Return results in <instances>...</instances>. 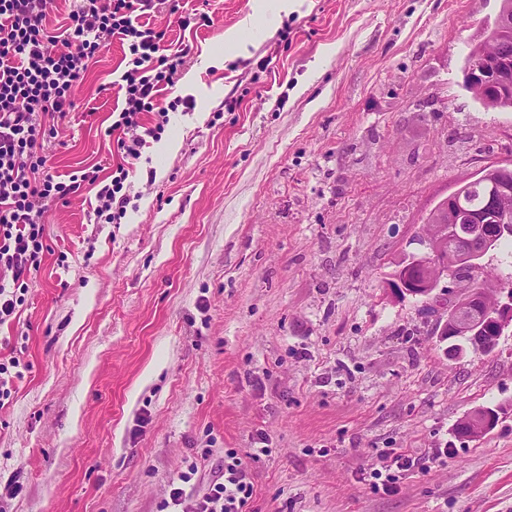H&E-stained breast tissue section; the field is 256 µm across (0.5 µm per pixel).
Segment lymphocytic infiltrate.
<instances>
[{
  "mask_svg": "<svg viewBox=\"0 0 512 512\" xmlns=\"http://www.w3.org/2000/svg\"><path fill=\"white\" fill-rule=\"evenodd\" d=\"M177 11V0H79L63 24L48 28V0H0V324L25 302L26 282L46 250L43 217L68 202L84 184L98 185L95 212L120 223L130 203L125 160H139L148 140H160L163 124L146 126L143 113L160 108L161 91L174 87L181 61L165 55L163 32L141 23L159 5ZM127 52L125 105L112 123L124 158L110 183L81 168L68 178L52 173L47 150L74 106L72 94L90 64L112 39ZM189 474L170 484L168 512H247L254 494L251 471L237 453L224 457V473L205 493L189 497Z\"/></svg>",
  "mask_w": 512,
  "mask_h": 512,
  "instance_id": "1",
  "label": "lymphocytic infiltrate"
}]
</instances>
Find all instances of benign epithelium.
Returning <instances> with one entry per match:
<instances>
[{"instance_id":"7a95c632","label":"benign epithelium","mask_w":512,"mask_h":512,"mask_svg":"<svg viewBox=\"0 0 512 512\" xmlns=\"http://www.w3.org/2000/svg\"><path fill=\"white\" fill-rule=\"evenodd\" d=\"M481 51L464 71L466 85L478 97L485 98L495 91L512 90V43L504 39L486 37L480 43ZM490 217L495 223L469 214L453 213L451 223L439 224L426 218L422 245L425 251L408 263L399 262L389 287L399 293L432 298L441 280L457 265L479 261L503 237L512 235V224L505 223L512 215V181L493 188L489 201ZM467 225L463 235L462 251L448 254V233L455 225ZM452 326L454 333L469 339V347L491 353L496 344L485 341V336L512 325V303L502 302L488 290L477 298L470 297L457 304L443 320V326ZM496 421L495 412L488 408L474 411L457 424L463 438L473 439L485 433Z\"/></svg>"}]
</instances>
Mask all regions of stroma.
<instances>
[{
	"mask_svg": "<svg viewBox=\"0 0 512 512\" xmlns=\"http://www.w3.org/2000/svg\"><path fill=\"white\" fill-rule=\"evenodd\" d=\"M146 15L183 65L121 223L96 187L50 208L47 249L0 360V512H160L190 472L250 461V512H512V328L449 358L435 307L395 294L397 263L455 183L512 161V111L464 85L468 43L501 0H182ZM120 41L103 50L49 150L65 176L122 161ZM498 409L471 440L454 427ZM427 458L393 492L388 452ZM21 354H23V351L20 349L19 352H15V356H11L9 358L7 364L0 361V406L2 399L6 400L11 396V387H13L14 382L13 378L19 379L22 376L21 371H16L14 376H12L11 372L9 371V367L16 369L20 366H23V368H25L26 364L23 363V357Z\"/></svg>",
	"mask_w": 512,
	"mask_h": 512,
	"instance_id": "35a3bbf8",
	"label": "stroma"
}]
</instances>
